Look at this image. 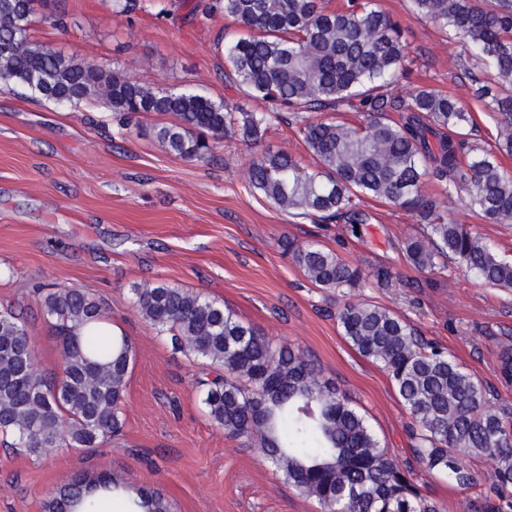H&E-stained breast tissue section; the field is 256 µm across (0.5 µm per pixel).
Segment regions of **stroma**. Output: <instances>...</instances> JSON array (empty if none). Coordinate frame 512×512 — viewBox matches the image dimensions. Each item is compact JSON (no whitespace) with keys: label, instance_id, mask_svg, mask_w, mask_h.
<instances>
[{"label":"stroma","instance_id":"35a3bbf8","mask_svg":"<svg viewBox=\"0 0 512 512\" xmlns=\"http://www.w3.org/2000/svg\"><path fill=\"white\" fill-rule=\"evenodd\" d=\"M208 2L138 0L135 11L120 15L112 0H47L28 38L154 91L195 92L266 111V103L225 78L220 40L241 28L208 12ZM375 6L401 23L408 51L387 94L405 100L418 86L453 94L476 121L470 147L493 148L497 116L471 96L473 78L483 74L480 61L451 32L413 17L410 0ZM58 8L65 11L60 27L52 19ZM169 120L143 112L128 123L98 104L58 105L0 88V310L27 318L45 375L59 357L38 295L51 284L95 298L136 353L125 425L112 440L38 458L0 437V512H40L76 473L158 489L172 512H319L258 458L252 440L227 437L207 416L195 385L202 361L174 351L132 305V286L160 282L203 293L275 343L309 354L324 379L352 398L395 462L413 471L423 495L443 512H468L473 491L425 471L389 377L340 335L335 292L314 287L280 242H320L368 274L389 269L391 284L363 289V298L406 317L511 404L512 385L501 384L496 369L501 350L512 349V290L488 287L452 260L416 271L401 248L421 224L412 212L374 198L363 201L365 222L356 230L293 217L250 187L249 147L225 139L206 160L176 157L154 136ZM299 127L295 119L273 122L263 144L315 168ZM425 191L449 222L512 260V225L477 217L464 193H448L445 183L428 180Z\"/></svg>","mask_w":512,"mask_h":512}]
</instances>
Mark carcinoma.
<instances>
[{"label": "carcinoma", "instance_id": "obj_1", "mask_svg": "<svg viewBox=\"0 0 512 512\" xmlns=\"http://www.w3.org/2000/svg\"><path fill=\"white\" fill-rule=\"evenodd\" d=\"M38 0H0V85L20 87L57 104L93 100L112 112L171 114L155 138L186 160H204L214 144L238 137L258 147L284 112L363 113L359 126L326 120L300 128L318 164L301 167L270 147L248 165L250 186L275 206L315 223H363L365 197L415 214L423 233L404 244L407 262L433 271L455 260L491 287L512 289V262L461 224L448 222L423 192L427 178L464 190L469 209L493 224H512V173L499 156L512 155V0H410L412 15L451 29L473 46L490 78L473 96L498 114L495 150H472L462 160L471 115L457 99L419 87L408 102L383 92L407 58L399 21L374 0H347L327 9L323 0H213L211 8L250 30L224 44L225 77L266 112H246L197 93L154 92L98 65L81 63L28 40ZM400 113L395 119L390 113ZM308 281L345 297L337 310L341 336L390 378L412 419L413 451L425 471L468 489L475 474L458 458L490 456L489 484L469 512H512V406L467 372L444 348L420 336L394 311L349 295L369 277L338 254L311 241H281ZM133 307L171 347L204 360L198 378L207 415L224 434L252 439L300 495L321 512H440L421 494L413 473L381 447L351 398L329 385L301 350L279 345L224 305L167 283L131 289ZM41 309L61 350L52 377L39 373L33 336L21 317L0 311V434L40 455L96 448L122 426V406L134 362L125 335L112 353L82 345L77 331L103 318L100 304L73 287L49 288ZM499 379L512 384V351L499 356ZM87 484L75 476L40 505L41 512H71ZM142 512H171L158 490L138 489Z\"/></svg>", "mask_w": 512, "mask_h": 512}]
</instances>
